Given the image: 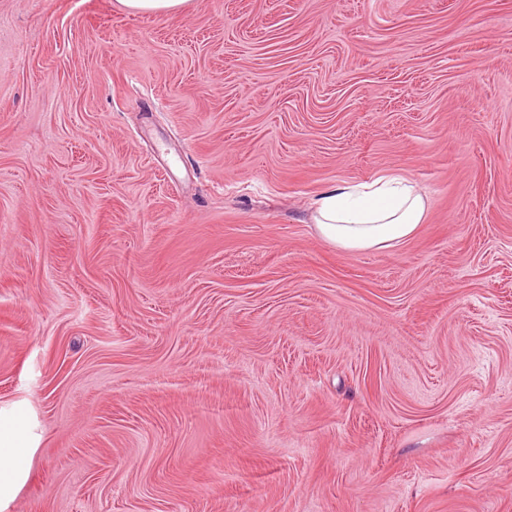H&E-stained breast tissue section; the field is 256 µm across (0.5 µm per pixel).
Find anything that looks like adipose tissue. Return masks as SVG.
<instances>
[{"mask_svg":"<svg viewBox=\"0 0 512 512\" xmlns=\"http://www.w3.org/2000/svg\"><path fill=\"white\" fill-rule=\"evenodd\" d=\"M428 199L399 175L369 185L342 184L322 192L312 216L320 237L346 250L389 249L412 238L426 220ZM32 433L21 416L0 410V512L29 478L27 442Z\"/></svg>","mask_w":512,"mask_h":512,"instance_id":"ef3b65f1","label":"adipose tissue"}]
</instances>
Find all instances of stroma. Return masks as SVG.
Wrapping results in <instances>:
<instances>
[{
  "label": "stroma",
  "instance_id": "35a3bbf8",
  "mask_svg": "<svg viewBox=\"0 0 512 512\" xmlns=\"http://www.w3.org/2000/svg\"><path fill=\"white\" fill-rule=\"evenodd\" d=\"M0 408L8 512H512V0H0ZM129 12L134 14L168 15L180 13L191 0H118ZM428 199L400 175L370 185L342 184L320 194L312 216L320 237L346 250L389 249L412 238L426 220ZM26 440V448L20 445ZM29 423L21 416L0 409V511L5 512L17 489L29 478L33 451Z\"/></svg>",
  "mask_w": 512,
  "mask_h": 512
}]
</instances>
